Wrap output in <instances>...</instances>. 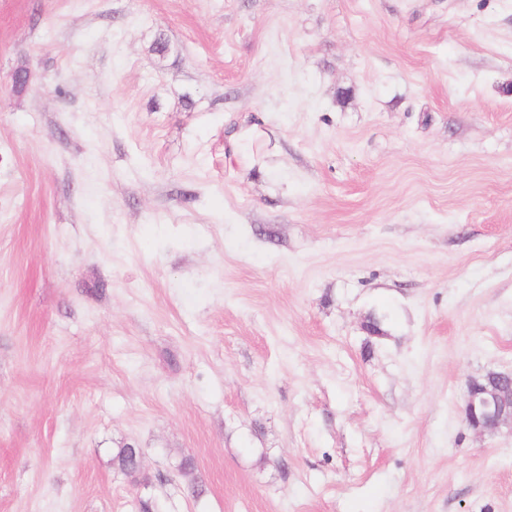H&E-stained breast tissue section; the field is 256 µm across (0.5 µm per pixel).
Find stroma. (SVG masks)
Returning a JSON list of instances; mask_svg holds the SVG:
<instances>
[{"instance_id":"35a3bbf8","label":"stroma","mask_w":512,"mask_h":512,"mask_svg":"<svg viewBox=\"0 0 512 512\" xmlns=\"http://www.w3.org/2000/svg\"><path fill=\"white\" fill-rule=\"evenodd\" d=\"M490 370L512 0H0V512H512ZM495 379V385L490 379ZM464 420L477 434L512 427V372H492L468 383Z\"/></svg>"}]
</instances>
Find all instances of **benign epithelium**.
<instances>
[{
	"mask_svg": "<svg viewBox=\"0 0 512 512\" xmlns=\"http://www.w3.org/2000/svg\"><path fill=\"white\" fill-rule=\"evenodd\" d=\"M464 420L477 434L512 427V372H492L469 381Z\"/></svg>",
	"mask_w": 512,
	"mask_h": 512,
	"instance_id": "benign-epithelium-1",
	"label": "benign epithelium"
}]
</instances>
